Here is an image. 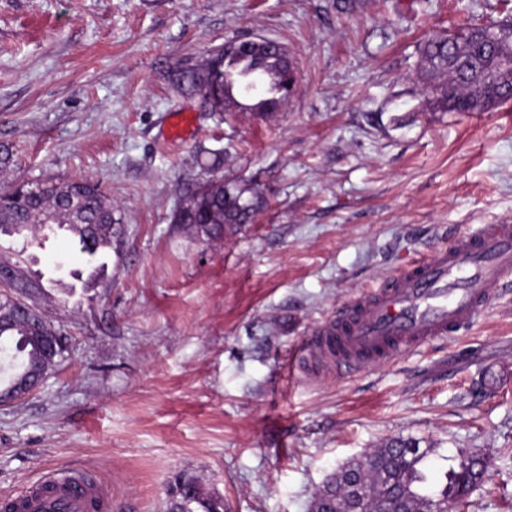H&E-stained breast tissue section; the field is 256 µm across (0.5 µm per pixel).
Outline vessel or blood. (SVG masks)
Wrapping results in <instances>:
<instances>
[{"mask_svg": "<svg viewBox=\"0 0 512 512\" xmlns=\"http://www.w3.org/2000/svg\"><path fill=\"white\" fill-rule=\"evenodd\" d=\"M512 287V224H484L399 269L314 328L295 365L305 375L352 373L457 335ZM15 512H112V494L89 476L56 469L14 497Z\"/></svg>", "mask_w": 512, "mask_h": 512, "instance_id": "vessel-or-blood-1", "label": "vessel or blood"}]
</instances>
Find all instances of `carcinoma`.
Here are the masks:
<instances>
[{
    "label": "carcinoma",
    "mask_w": 512,
    "mask_h": 512,
    "mask_svg": "<svg viewBox=\"0 0 512 512\" xmlns=\"http://www.w3.org/2000/svg\"><path fill=\"white\" fill-rule=\"evenodd\" d=\"M460 46L466 48L461 56L448 51L442 37L428 40L422 50L424 79L422 93L440 112H477L498 106V101L512 98V77L501 83L489 84L485 75L493 63L494 52L481 47L482 29L478 25L458 28ZM292 66L288 57L276 51L235 52L210 57L209 65L181 70L177 80L182 88L192 92L203 83L213 93L219 111L236 108L257 115H269L279 109L278 88ZM0 225L21 224L28 239L36 240L46 218H56V226L67 228L78 240L80 251L90 256L112 247L113 226L120 223L112 204L100 189L86 179L67 183H38L26 190L19 199L8 193L0 195ZM260 206L251 188L239 183L210 181L189 197L179 210V224H190L205 240L224 238V230L251 223ZM0 341L14 344L17 362L13 369L0 377V389L24 378H32L55 365L56 353L48 338L34 336L25 319L19 314L0 315ZM391 478L396 488L409 501L413 512H455L474 487L473 473L487 467L486 458L478 452L452 458L454 464L444 474L440 487L427 485L424 466L428 451L417 454L393 453ZM370 498L365 504L369 512H388L391 493L382 473L362 474ZM177 497L172 507L177 512H224V498L203 490L192 477L182 479L175 488ZM334 492L320 491L313 503V512H337Z\"/></svg>",
    "instance_id": "cac0c4a2"
}]
</instances>
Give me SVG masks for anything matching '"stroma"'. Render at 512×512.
I'll use <instances>...</instances> for the list:
<instances>
[{"instance_id":"stroma-1","label":"stroma","mask_w":512,"mask_h":512,"mask_svg":"<svg viewBox=\"0 0 512 512\" xmlns=\"http://www.w3.org/2000/svg\"><path fill=\"white\" fill-rule=\"evenodd\" d=\"M510 16L512 0H0V193L82 177L125 229L93 260L63 229L0 240L65 335L44 384L0 409V499L65 466L110 483L116 512H165L178 475L228 512H311L338 465L404 438L434 477L482 451L492 465L460 512H512V292L389 363L287 373L343 303L512 221V100L439 112L420 82L428 39ZM253 36L293 63L278 112H207L176 88ZM183 110L194 132L164 141ZM219 179L261 206L207 241L174 215Z\"/></svg>"}]
</instances>
